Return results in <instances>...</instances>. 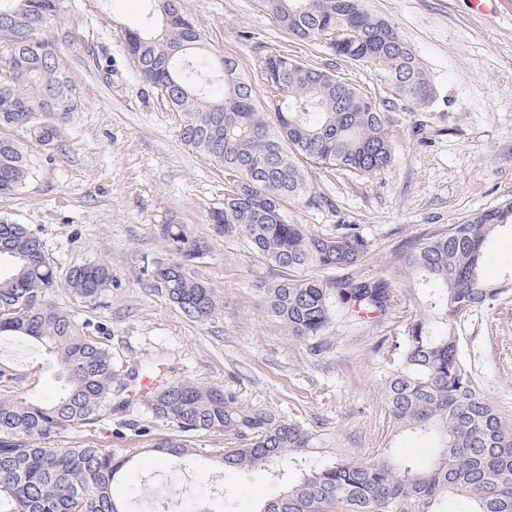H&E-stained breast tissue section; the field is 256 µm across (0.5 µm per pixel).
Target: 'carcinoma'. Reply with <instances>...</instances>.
I'll return each mask as SVG.
<instances>
[{"label":"carcinoma","instance_id":"carcinoma-1","mask_svg":"<svg viewBox=\"0 0 512 512\" xmlns=\"http://www.w3.org/2000/svg\"><path fill=\"white\" fill-rule=\"evenodd\" d=\"M141 23L122 31L140 77L181 114V140L224 171V208L210 221L224 234L244 236L259 256L288 275L257 285L268 318L292 339L323 351L332 315L386 317L400 296L423 307L408 322L397 361L382 376L391 430L436 438L422 466L379 454L372 461L325 458L321 438L303 424L250 407L233 392L192 378L159 383L145 397L147 411L169 426L152 451L175 471L203 451L224 476L268 467L280 480L302 476L258 512H512V417L479 390L459 352L458 320L508 292L484 279L489 245L512 228V202L406 241L390 273L374 281L296 276L305 269H347L369 251L356 224L317 234L288 220V208L320 207L307 168L371 175L395 152L389 111L428 103L433 88L402 35L368 11L365 0H256L295 41L331 43L336 55L379 67L390 93L378 98L285 51L262 58L265 90L238 63L206 48L182 0H146ZM66 0H0V197L26 184L31 165L25 141L54 146L61 119L78 109L76 88L60 68L59 45L75 38ZM169 258L153 261L150 279L186 318L215 314L218 297L192 268L200 244L183 224H163ZM104 263L60 272L43 239L25 224L0 223V343L34 346L59 369L52 398L26 390L27 374L0 359V512H173L166 492L146 502L112 494L140 449L122 454L99 443L101 423L117 418V434L150 435L126 417L140 380L154 362L122 369L99 326L57 307L63 290L95 305L112 290ZM233 438L231 448H204L206 435ZM74 435L67 445L57 439Z\"/></svg>","mask_w":512,"mask_h":512}]
</instances>
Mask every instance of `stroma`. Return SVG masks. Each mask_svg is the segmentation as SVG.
Instances as JSON below:
<instances>
[{"label":"stroma","mask_w":512,"mask_h":512,"mask_svg":"<svg viewBox=\"0 0 512 512\" xmlns=\"http://www.w3.org/2000/svg\"><path fill=\"white\" fill-rule=\"evenodd\" d=\"M75 39L59 51L60 65L80 97L62 125L60 145H28L32 176L19 192L0 197V221L25 224L44 239L59 268L103 262L112 290L100 304L81 306L64 292L52 299L79 318L100 324L123 366L162 362L167 377L221 385L243 403L299 421L320 434L327 456L374 459L379 451L420 462L430 448L389 427L380 378L390 354L380 337L398 339L418 306L394 308L385 319L338 314L326 349L311 355L271 322L260 306L259 282L282 271L242 236L218 234L209 221L224 205V174L185 146L180 114L144 83L127 55L119 25L135 24L143 0H67ZM400 32L434 88L432 100L391 114L392 163L370 176L309 168L308 177L330 206L293 208L289 218L316 233L359 225L368 255L347 269L362 281L382 278L402 243L443 225L512 201V0H366ZM206 46L236 58L259 81L264 55L288 51L364 88L379 86L374 66L333 55L318 44H296L254 0H183ZM163 224L186 225L204 247L194 269L220 299L205 322L188 320L154 290L149 271L163 257ZM461 359L484 395L512 416V292L457 325ZM0 358L15 362L40 396L59 387L56 368L32 350L6 343ZM112 448L139 454L113 487L129 498L142 487L177 480L190 498L217 499L225 482L207 457L182 474L150 452L149 438L104 435ZM268 470L250 472L234 498L235 512H254L278 489Z\"/></svg>","instance_id":"stroma-1"}]
</instances>
